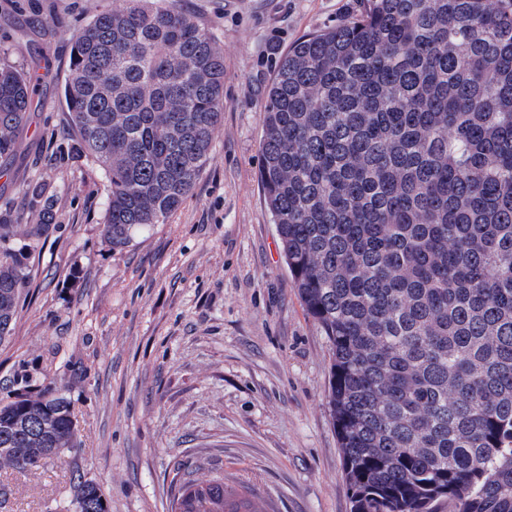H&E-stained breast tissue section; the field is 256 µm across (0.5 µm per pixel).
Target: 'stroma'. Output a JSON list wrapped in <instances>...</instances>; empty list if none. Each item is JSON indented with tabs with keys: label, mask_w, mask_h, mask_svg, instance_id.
<instances>
[{
	"label": "stroma",
	"mask_w": 512,
	"mask_h": 512,
	"mask_svg": "<svg viewBox=\"0 0 512 512\" xmlns=\"http://www.w3.org/2000/svg\"><path fill=\"white\" fill-rule=\"evenodd\" d=\"M121 0H0V61L35 84L17 149L0 159V222H53L0 381L21 371L69 400L77 460L0 472V512H61L73 469L109 512H171L186 481L223 475L263 512H350L328 405L329 346L284 263L259 167L266 90L290 45L356 0H174L224 53V119L203 174L166 223L103 239L109 183L70 157L62 86L78 29Z\"/></svg>",
	"instance_id": "stroma-1"
}]
</instances>
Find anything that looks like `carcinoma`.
Returning a JSON list of instances; mask_svg holds the SVG:
<instances>
[{
    "mask_svg": "<svg viewBox=\"0 0 512 512\" xmlns=\"http://www.w3.org/2000/svg\"><path fill=\"white\" fill-rule=\"evenodd\" d=\"M75 36L68 135L109 182L103 236L163 224L224 118V55L170 0H122ZM0 64V158L32 108ZM260 181L298 295L326 337L351 512H512V0H359L288 49L264 106ZM0 228V343L29 240ZM52 428L30 440L21 422ZM70 402L0 385V471L77 459ZM91 501L73 480L67 512ZM174 512H257L224 478Z\"/></svg>",
    "mask_w": 512,
    "mask_h": 512,
    "instance_id": "1",
    "label": "carcinoma"
}]
</instances>
